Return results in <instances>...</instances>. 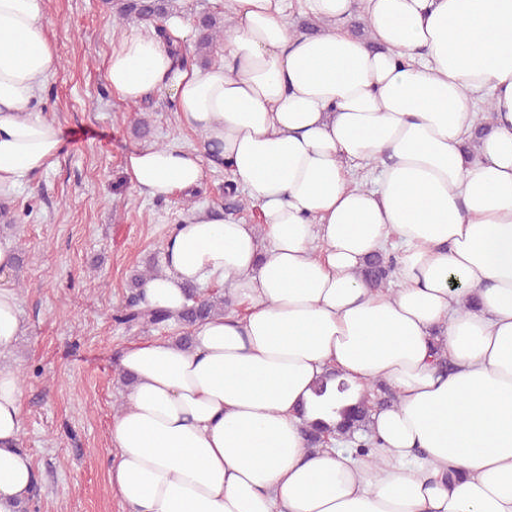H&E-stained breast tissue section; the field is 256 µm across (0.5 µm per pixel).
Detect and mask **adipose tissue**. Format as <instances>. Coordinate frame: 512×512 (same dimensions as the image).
Here are the masks:
<instances>
[{
  "label": "adipose tissue",
  "instance_id": "obj_1",
  "mask_svg": "<svg viewBox=\"0 0 512 512\" xmlns=\"http://www.w3.org/2000/svg\"><path fill=\"white\" fill-rule=\"evenodd\" d=\"M223 8L222 63L177 66L192 35L177 13L113 40L107 61L119 98L167 91L264 218L197 209L167 239L143 302L176 313L186 283L210 282L235 310L191 348L123 349L134 384L110 427L111 493L127 512H512V0H305L315 33L291 26L287 0ZM44 12L0 0L3 200L62 149L38 109L58 65ZM485 96L491 131L470 155ZM125 169L155 199L206 176L179 145L134 149ZM392 239L400 286L372 291L360 266ZM330 367L397 392L369 454L306 446V422L333 418L312 395ZM20 396L0 370V512L37 478Z\"/></svg>",
  "mask_w": 512,
  "mask_h": 512
}]
</instances>
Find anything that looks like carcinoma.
<instances>
[{
  "label": "carcinoma",
  "mask_w": 512,
  "mask_h": 512,
  "mask_svg": "<svg viewBox=\"0 0 512 512\" xmlns=\"http://www.w3.org/2000/svg\"><path fill=\"white\" fill-rule=\"evenodd\" d=\"M108 5L117 19L134 15L150 23H158L174 11L175 0H108ZM196 26L200 37L196 43L197 56L207 57L214 41L224 37V18L216 14H204L197 18ZM396 257L386 251L367 258L360 275L368 287L376 291H387L392 281ZM163 273L158 263L152 262L131 278V291L125 304L118 311L115 320L133 328L158 329L173 320L183 327L192 328L208 319L224 315L231 309V303L222 293L203 295L195 284L185 288L189 304L173 316L162 309L142 306L140 287L142 282ZM313 394L318 399H336V422L330 424L319 420L307 425L305 429L306 446L316 449L326 446V438L340 442L358 443L355 434H370L372 415L376 409L389 407L397 400L396 392L388 385L375 383L362 392L352 391L342 374L329 369L315 383Z\"/></svg>",
  "instance_id": "obj_1"
}]
</instances>
